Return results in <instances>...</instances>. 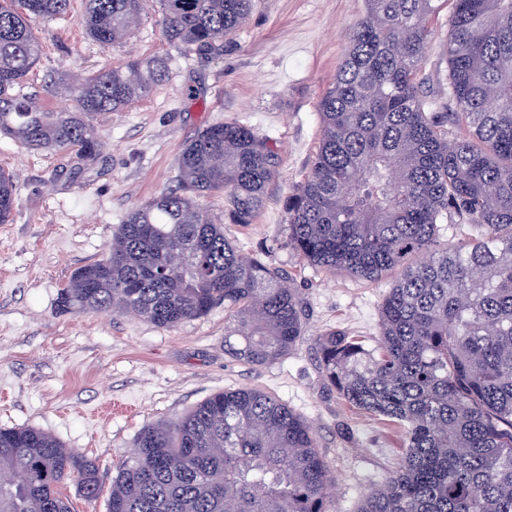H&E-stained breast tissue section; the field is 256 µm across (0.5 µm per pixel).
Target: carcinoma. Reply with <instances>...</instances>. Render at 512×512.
Returning <instances> with one entry per match:
<instances>
[{
    "label": "carcinoma",
    "mask_w": 512,
    "mask_h": 512,
    "mask_svg": "<svg viewBox=\"0 0 512 512\" xmlns=\"http://www.w3.org/2000/svg\"><path fill=\"white\" fill-rule=\"evenodd\" d=\"M441 0H366L335 81L319 102L309 173L285 204L288 246L306 264L377 282L399 272L373 344L342 330L317 341L328 384L400 432V457L357 512H512V0H452L448 97L438 112L418 79L427 21ZM166 39L200 56L223 51L252 0H159ZM146 0H86L95 41L130 39ZM70 0H0V136L74 150L102 143L93 118L146 97L170 73L132 59L85 78L60 75L74 112H46L21 92L40 57L34 26ZM463 125V136L452 127ZM277 154L236 121L182 149L177 188L130 210L109 257L74 271L65 308L132 311L175 328L224 305V352L255 365L305 335L286 277L224 236L197 199L224 193L225 216L250 224ZM16 176L0 170V224L13 220ZM470 228L437 245L439 227ZM100 492L95 464L30 427L0 428V512H72L59 486ZM335 477L310 424L258 389L212 394L171 425H148L112 479L107 512H327Z\"/></svg>",
    "instance_id": "cac0c4a2"
}]
</instances>
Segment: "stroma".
Returning a JSON list of instances; mask_svg holds the SVG:
<instances>
[{
    "mask_svg": "<svg viewBox=\"0 0 512 512\" xmlns=\"http://www.w3.org/2000/svg\"><path fill=\"white\" fill-rule=\"evenodd\" d=\"M85 0L35 29L42 56L26 93L49 112L75 110L52 88L64 72L93 75L133 58L163 57L169 79L120 112L97 115L104 143L96 165L74 151L30 150L0 138V169L18 177L14 220L0 224V427H33L95 462L96 500L75 481L60 486L75 512H107L112 479L141 429L178 422L212 394L266 391L310 423L336 475L327 512H357L369 487L395 469L399 435L325 387L317 338L343 330L372 340L391 282L370 283L303 264L287 244L284 201L308 174L321 134L319 102L336 77L350 27L365 0H253L224 52L185 54L162 32L148 0L131 40L109 47L87 37ZM444 4L429 21L419 76L427 95L448 101ZM228 120L266 138L280 165L252 223L224 234L284 271L305 310V338L280 360L255 365L224 352V309L162 329L130 313L78 312L60 298L74 271L107 257L124 216L178 182L184 144Z\"/></svg>",
    "mask_w": 512,
    "mask_h": 512,
    "instance_id": "35a3bbf8",
    "label": "stroma"
}]
</instances>
